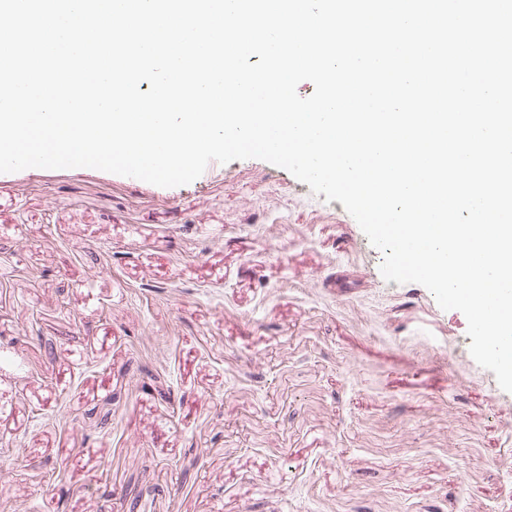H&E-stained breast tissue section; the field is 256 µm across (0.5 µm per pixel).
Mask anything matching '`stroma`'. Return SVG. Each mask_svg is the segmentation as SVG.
Masks as SVG:
<instances>
[{"label": "stroma", "instance_id": "obj_1", "mask_svg": "<svg viewBox=\"0 0 512 512\" xmlns=\"http://www.w3.org/2000/svg\"><path fill=\"white\" fill-rule=\"evenodd\" d=\"M381 262L261 159L0 173V512H512V393Z\"/></svg>", "mask_w": 512, "mask_h": 512}]
</instances>
